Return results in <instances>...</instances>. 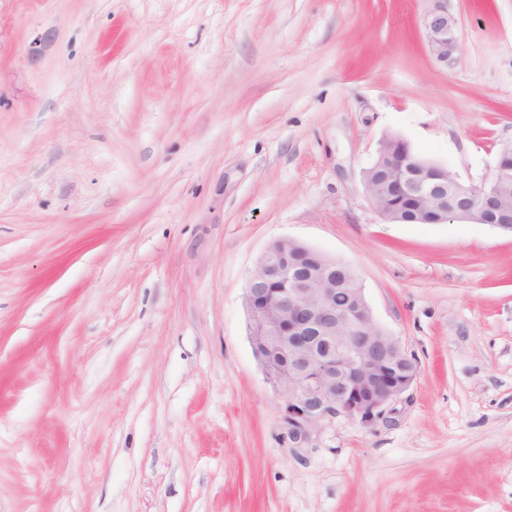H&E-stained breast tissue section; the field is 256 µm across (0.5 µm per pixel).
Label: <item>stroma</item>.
<instances>
[{"mask_svg": "<svg viewBox=\"0 0 512 512\" xmlns=\"http://www.w3.org/2000/svg\"><path fill=\"white\" fill-rule=\"evenodd\" d=\"M0 0V512H512V237L388 224L399 136L484 181L512 0ZM351 266L418 367L303 448L248 335L273 242ZM427 7L421 15V28L432 58L442 67H448L459 51L457 25L448 11V0H425Z\"/></svg>", "mask_w": 512, "mask_h": 512, "instance_id": "stroma-1", "label": "stroma"}]
</instances>
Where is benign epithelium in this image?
<instances>
[{"mask_svg": "<svg viewBox=\"0 0 512 512\" xmlns=\"http://www.w3.org/2000/svg\"><path fill=\"white\" fill-rule=\"evenodd\" d=\"M421 28L432 58L448 67L459 51L457 25L448 0H426ZM410 153L398 136L380 140L376 158L391 147ZM504 149L491 176L466 183L443 165L412 158L406 166L389 161L387 181L365 180L370 200L388 223L402 222L383 190L419 201L431 209L434 223L470 221L512 235V209L490 201L505 182ZM298 242H273L249 277L245 304L250 344L265 378L283 400L279 426L291 448L309 444L322 426L339 416L373 425L386 420L388 406L413 384L417 365L400 342L373 319L363 290L355 304L336 309V263L322 260L303 269L288 261Z\"/></svg>", "mask_w": 512, "mask_h": 512, "instance_id": "7a95c632", "label": "benign epithelium"}]
</instances>
